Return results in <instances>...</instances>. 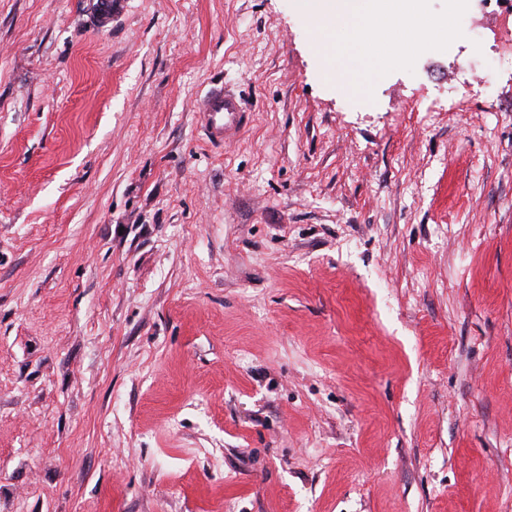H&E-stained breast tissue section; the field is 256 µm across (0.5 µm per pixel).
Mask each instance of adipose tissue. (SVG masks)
<instances>
[{"label":"adipose tissue","mask_w":512,"mask_h":512,"mask_svg":"<svg viewBox=\"0 0 512 512\" xmlns=\"http://www.w3.org/2000/svg\"><path fill=\"white\" fill-rule=\"evenodd\" d=\"M318 10L328 26H352L356 50L350 60L360 73L371 66L365 48L381 29L397 24L408 36L423 18L422 0H321Z\"/></svg>","instance_id":"1"}]
</instances>
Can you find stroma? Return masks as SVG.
Wrapping results in <instances>:
<instances>
[{
    "instance_id": "obj_1",
    "label": "stroma",
    "mask_w": 512,
    "mask_h": 512,
    "mask_svg": "<svg viewBox=\"0 0 512 512\" xmlns=\"http://www.w3.org/2000/svg\"><path fill=\"white\" fill-rule=\"evenodd\" d=\"M96 6L0 0V512H512V0L358 94L302 0ZM201 127L208 142L224 145L233 142L250 121L240 99L222 82L212 83L196 102Z\"/></svg>"
}]
</instances>
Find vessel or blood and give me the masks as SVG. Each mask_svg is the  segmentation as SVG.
Returning a JSON list of instances; mask_svg holds the SVG:
<instances>
[{
  "mask_svg": "<svg viewBox=\"0 0 512 512\" xmlns=\"http://www.w3.org/2000/svg\"><path fill=\"white\" fill-rule=\"evenodd\" d=\"M196 112L208 141L233 142L250 121L240 99L223 83L211 84L196 102Z\"/></svg>",
  "mask_w": 512,
  "mask_h": 512,
  "instance_id": "obj_1",
  "label": "vessel or blood"
}]
</instances>
